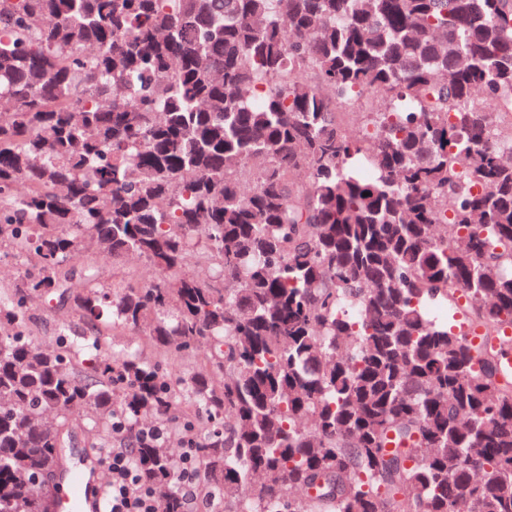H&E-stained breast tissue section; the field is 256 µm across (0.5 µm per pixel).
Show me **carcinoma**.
I'll list each match as a JSON object with an SVG mask.
<instances>
[{"label":"carcinoma","instance_id":"carcinoma-1","mask_svg":"<svg viewBox=\"0 0 512 512\" xmlns=\"http://www.w3.org/2000/svg\"><path fill=\"white\" fill-rule=\"evenodd\" d=\"M0 102V512L118 415L147 485L156 418L224 512H512V0H0ZM22 262L10 250L0 252V289L13 287L22 274ZM94 262L102 282L106 285L119 284L121 281L149 284L162 278L149 263L142 259H116L112 256L96 255ZM32 341L42 345L53 342L63 323L73 320L67 307H57L45 298H34L30 305ZM105 344L113 347L115 351L136 350L143 351L149 357H159L157 351L150 345L147 336L133 331H123L114 336H106Z\"/></svg>","mask_w":512,"mask_h":512}]
</instances>
